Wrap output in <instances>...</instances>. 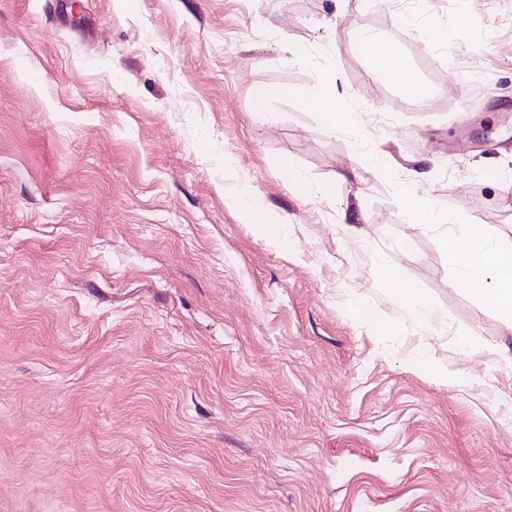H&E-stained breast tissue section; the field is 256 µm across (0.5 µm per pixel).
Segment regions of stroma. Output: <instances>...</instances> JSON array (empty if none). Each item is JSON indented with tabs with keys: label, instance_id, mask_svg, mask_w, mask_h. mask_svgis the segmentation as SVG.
Here are the masks:
<instances>
[{
	"label": "stroma",
	"instance_id": "stroma-1",
	"mask_svg": "<svg viewBox=\"0 0 512 512\" xmlns=\"http://www.w3.org/2000/svg\"><path fill=\"white\" fill-rule=\"evenodd\" d=\"M398 183L512 240V0H0V512H512V328ZM382 272L397 303L415 305L417 315L425 323L435 320L436 314L432 307L422 299L419 290L405 280L396 268L386 265L382 268Z\"/></svg>",
	"mask_w": 512,
	"mask_h": 512
}]
</instances>
